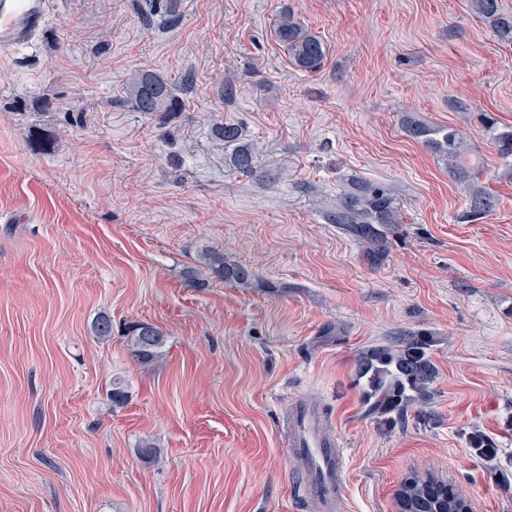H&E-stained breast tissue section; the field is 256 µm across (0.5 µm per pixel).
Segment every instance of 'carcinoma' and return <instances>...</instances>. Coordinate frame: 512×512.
I'll list each match as a JSON object with an SVG mask.
<instances>
[{
    "label": "carcinoma",
    "instance_id": "1",
    "mask_svg": "<svg viewBox=\"0 0 512 512\" xmlns=\"http://www.w3.org/2000/svg\"><path fill=\"white\" fill-rule=\"evenodd\" d=\"M474 6L481 17L491 22L498 40L512 43V16L502 13L499 0H474ZM276 36L297 69L308 73L321 69L327 53L324 42L295 20L293 14L286 12L280 17ZM129 95L139 112H175L180 107L170 85L150 73H138L130 79ZM406 130L433 150L456 181L466 185L468 203L462 215L464 221H478L494 211L497 199L479 184L478 165L457 130L412 120L406 123ZM485 130L499 157L506 166H511L512 129L500 130L496 122L488 119ZM215 133L230 150L229 162L236 172L254 175L259 171V155L246 141L240 125L226 122L216 127ZM323 218L356 240L374 245V250L379 252L385 247L388 226L401 223L402 215L384 185L353 180L336 196ZM199 263L205 273L236 285H247L254 279L250 268L214 250L203 252ZM126 338L140 365L152 367L163 358L165 336L154 325L137 323L129 329ZM425 345L419 338L404 339L398 349L379 348L360 360L358 376L364 381V396L369 400L379 398L380 413H401L411 394H422L432 380L434 366L426 355ZM397 502L398 512H469L470 507L461 495L448 493V484L432 473H412L406 477L397 493Z\"/></svg>",
    "mask_w": 512,
    "mask_h": 512
}]
</instances>
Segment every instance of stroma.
<instances>
[{"mask_svg": "<svg viewBox=\"0 0 512 512\" xmlns=\"http://www.w3.org/2000/svg\"><path fill=\"white\" fill-rule=\"evenodd\" d=\"M177 7L174 27L144 0L0 15V512H313L283 428L297 402L333 422L343 512H397L413 472L472 512H512V179L479 122L512 126V44L472 0ZM286 10L324 42L318 73L278 42ZM138 71L175 86L180 110L136 111ZM409 117L468 140L493 213L460 223L466 188ZM226 121L260 176L228 166ZM351 178L385 184L403 215L376 264L323 220ZM205 249L253 284L189 282ZM136 322L165 336L156 367L126 346ZM406 335L436 376L390 422L358 361ZM145 439L158 461L138 457Z\"/></svg>", "mask_w": 512, "mask_h": 512, "instance_id": "1", "label": "stroma"}]
</instances>
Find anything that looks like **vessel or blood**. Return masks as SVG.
<instances>
[{
	"label": "vessel or blood",
	"mask_w": 512,
	"mask_h": 512,
	"mask_svg": "<svg viewBox=\"0 0 512 512\" xmlns=\"http://www.w3.org/2000/svg\"><path fill=\"white\" fill-rule=\"evenodd\" d=\"M290 453L293 459L318 473L307 486L314 512H339L340 451L335 441L326 438L321 418L309 407H298L295 412Z\"/></svg>",
	"instance_id": "1"
}]
</instances>
